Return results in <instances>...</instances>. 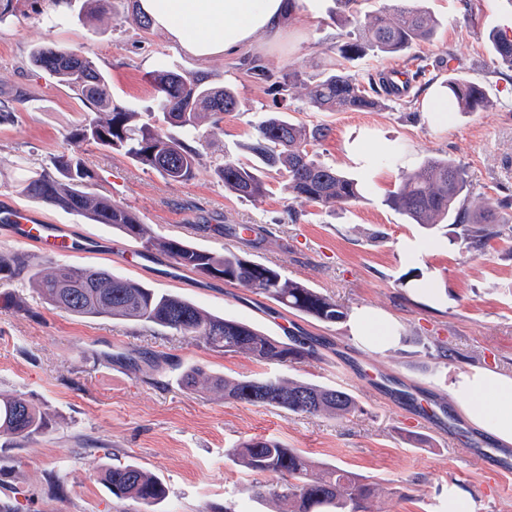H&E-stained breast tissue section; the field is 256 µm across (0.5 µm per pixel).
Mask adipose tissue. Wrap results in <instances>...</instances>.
Here are the masks:
<instances>
[{
  "label": "adipose tissue",
  "mask_w": 512,
  "mask_h": 512,
  "mask_svg": "<svg viewBox=\"0 0 512 512\" xmlns=\"http://www.w3.org/2000/svg\"><path fill=\"white\" fill-rule=\"evenodd\" d=\"M322 0H140L157 28L196 57L239 54L257 43L279 44L289 18L318 13ZM351 331L363 346L385 351L401 337L395 324L370 309L356 311ZM467 420L498 445H512V376L483 368L455 374L449 385Z\"/></svg>",
  "instance_id": "adipose-tissue-1"
}]
</instances>
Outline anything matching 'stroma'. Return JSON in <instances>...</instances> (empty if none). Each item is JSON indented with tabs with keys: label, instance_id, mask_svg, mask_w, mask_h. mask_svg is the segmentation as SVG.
Instances as JSON below:
<instances>
[{
	"label": "stroma",
	"instance_id": "35a3bbf8",
	"mask_svg": "<svg viewBox=\"0 0 512 512\" xmlns=\"http://www.w3.org/2000/svg\"><path fill=\"white\" fill-rule=\"evenodd\" d=\"M422 4L438 18L437 34L400 54L342 60L338 48L347 30L336 20L335 0H323L320 14L289 20L279 46L204 61L162 32L143 29L137 0H115L111 12L95 16L82 12V0L68 7L17 0L14 16L0 25V102L15 109L14 121L0 123V207L20 205L111 244V251L75 258L74 266L111 270L270 336L290 331L311 337L317 353L290 365L264 364L206 349L157 326L73 317L32 288V273L56 270L36 263L31 274L0 283V394L23 396L39 407L48 429L25 440L0 435V505L19 495V512H224L240 502L249 512H275V502L245 501L243 490L254 476L227 454L241 441L270 437L317 464L388 487L374 500V512H448L452 488L468 493L472 512H512V476H494L495 458L481 454L480 431L448 391L459 371L490 368L512 375V238H494L468 252L445 228L411 223L386 202L399 167L446 157L465 166L471 200L512 218V70L493 63L488 41L492 32H512V0ZM50 46L90 57L106 73L113 103L144 116L154 111L156 99L148 75L163 64L203 74L215 87L233 86L241 107L225 114L222 131L211 132L210 120H202L206 139L192 178L171 181L123 153L69 142L85 108L59 78L33 64V52ZM253 60L275 74L298 71L299 80L290 90L274 89L250 76ZM339 64L363 84L389 66L412 73L413 80L406 96L382 108L313 107L309 85ZM451 73L480 85L486 105L452 113L444 124L432 122L427 98ZM278 111L327 128L311 152L360 181L359 201L327 209L289 199L275 172L260 199L225 190L215 167L228 158L249 161L246 145L256 127ZM356 140L369 148L368 163L350 158L348 147ZM395 147L401 165L382 163ZM63 151L84 162L98 193L132 207L155 233L204 250L234 248L348 311L390 315L400 344L369 350L356 342L348 322L325 325L251 289L189 272L170 279L163 255L142 271L122 265L119 256L133 242L111 225L24 196L31 169ZM214 224H254L262 240L250 246L221 237L211 232ZM183 365L201 368L197 390L181 386ZM213 375L339 386L360 409L341 420L288 414L225 398L210 384ZM397 388L441 404L442 420L421 430L426 444L408 442L412 410L394 396ZM117 460L157 476L165 499L145 506L112 497L100 477Z\"/></svg>",
	"mask_w": 512,
	"mask_h": 512
}]
</instances>
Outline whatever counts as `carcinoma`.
Masks as SVG:
<instances>
[{"mask_svg":"<svg viewBox=\"0 0 512 512\" xmlns=\"http://www.w3.org/2000/svg\"><path fill=\"white\" fill-rule=\"evenodd\" d=\"M394 8L361 15V0H336L339 20L351 26L349 40L339 47L345 60L369 52L396 54L433 40L437 20L418 5L420 0H394ZM491 52L498 63L512 70V39L494 34ZM33 61L60 78L86 105L88 112L70 133L74 142L95 143L119 151L163 177L189 180L201 153L199 123L211 118L221 129L224 113L241 106L235 91L213 87L206 77L160 67L150 73L158 109L167 127L140 119V113L112 105L106 78L94 61L69 49L40 48ZM251 76L285 91L298 73L280 76L261 64L248 68ZM448 112H475L486 104L484 92L474 82L456 74L445 83ZM310 103L322 110L359 111L381 107L383 102L338 69L309 86ZM326 136V128L312 129L288 119L283 112L269 113L246 145L254 161L245 164L228 159L215 174L224 189L243 199L256 200L267 191L266 174L278 171L284 190L294 200L325 207L361 198L359 182L336 168L316 161L308 146ZM23 193L30 199L53 204L97 224H110L141 246L143 254L159 252L179 267L213 279L250 288L289 310L324 324H336L348 312L332 298L281 271L253 262L226 248L207 252L176 237L153 234L128 206L99 194L93 175L82 161L65 152L55 155L50 166L37 169L25 180ZM467 172L448 158H431L416 169L401 168L399 183L386 202L415 224L433 227L452 223L455 239L470 251L507 233L512 226L487 207L467 205ZM213 231L240 241L252 242L253 227L219 225ZM27 258L0 253V280L28 273ZM42 299L53 308L77 317L114 319L157 325L198 343L226 353L246 354L259 362L297 363L315 353V344L302 336H267L250 325L207 314L192 302L160 293L132 279L118 277L104 268L64 266L52 277L38 282ZM212 385L224 397L254 405H266L293 414L325 415L342 419L359 410L356 398L339 387L243 376L219 378ZM39 410L20 395L0 396V433L26 438L46 428ZM241 466L254 475H272L273 482L257 481L246 492L252 500L272 498L286 504V512H371L377 485L356 473L326 466L314 471V463L296 448L278 439L251 438L228 449ZM103 481L118 499L143 505L163 500L160 480L135 463L109 466Z\"/></svg>","mask_w":512,"mask_h":512,"instance_id":"carcinoma-1","label":"carcinoma"}]
</instances>
